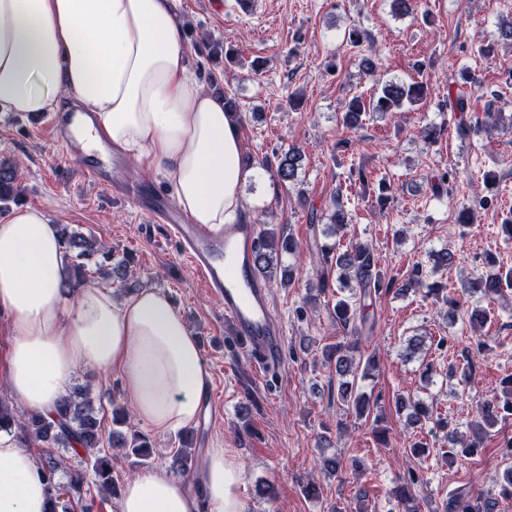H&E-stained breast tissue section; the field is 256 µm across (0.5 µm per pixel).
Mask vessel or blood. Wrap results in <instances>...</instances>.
<instances>
[{
	"instance_id": "1",
	"label": "vessel or blood",
	"mask_w": 512,
	"mask_h": 512,
	"mask_svg": "<svg viewBox=\"0 0 512 512\" xmlns=\"http://www.w3.org/2000/svg\"><path fill=\"white\" fill-rule=\"evenodd\" d=\"M90 122V113H57L52 127L57 141L71 145L76 120ZM106 136H99L86 156L82 170L85 182L104 189L115 197L131 200L155 224L167 225L195 274L230 320L237 341L259 369L280 364L286 336L276 316L267 285L256 274L251 254L258 242L254 224H228L214 229L196 224L174 209L164 196L151 188L127 183L122 167L112 153L106 152Z\"/></svg>"
}]
</instances>
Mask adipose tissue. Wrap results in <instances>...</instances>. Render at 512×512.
I'll return each mask as SVG.
<instances>
[{
  "instance_id": "adipose-tissue-1",
  "label": "adipose tissue",
  "mask_w": 512,
  "mask_h": 512,
  "mask_svg": "<svg viewBox=\"0 0 512 512\" xmlns=\"http://www.w3.org/2000/svg\"><path fill=\"white\" fill-rule=\"evenodd\" d=\"M178 0H0V116L90 112L113 148L169 181L194 223L220 228L243 210L239 124L184 65ZM66 258L41 208L0 220V359L9 395L53 413L79 366L119 372L138 420L164 434L196 423L212 383L197 337L171 298L149 288L119 304L92 285L64 294ZM227 449L205 452L195 482L162 469L125 480L116 512H248ZM36 456L0 430V512H48Z\"/></svg>"
}]
</instances>
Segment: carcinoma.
Masks as SVG:
<instances>
[{"mask_svg":"<svg viewBox=\"0 0 512 512\" xmlns=\"http://www.w3.org/2000/svg\"><path fill=\"white\" fill-rule=\"evenodd\" d=\"M426 96L427 86L422 83L389 80L382 85L379 94L369 101L360 95L353 96L343 116L344 124L356 127L366 112H392L406 103L419 102ZM274 159L278 180L283 183L295 181L302 167L301 153L288 150L275 155ZM18 169L17 162L0 161V209L8 208L24 192L19 182ZM60 238L68 260V287L84 285L92 272L104 280L127 283L128 260L106 265V261L112 259L111 251L104 249L93 237L70 232L66 227L60 229ZM296 248L292 236L283 235L278 238L274 232L265 230L258 237L253 267L263 276L271 273L281 264L282 255H291ZM321 257L327 270H336V282L340 287H345L350 281L356 283V290L351 296L336 300L333 312L343 329L360 332L368 322L366 300L384 289L393 288V280L386 278L379 267L375 249L368 243L356 242L346 248L336 243L326 245L321 250ZM505 287H512V269L482 275L471 281L466 292L482 299L502 295ZM357 353V341L346 336L324 349L326 360L334 365L336 371L338 396L354 406L359 418L372 420L371 430L376 440L382 442L386 439V430L380 427L379 416L373 415L377 401L359 387L360 383L374 377L377 360L373 356L364 360ZM397 408L405 415L407 425L412 427L432 419L429 406L419 398L407 400L401 397L397 401ZM505 414L512 415V378L505 382L499 395L480 405L477 419L471 424L470 442L461 441L453 431L448 432V460L454 462L474 455L483 439ZM15 421L6 399L0 397V425ZM17 422L25 439L50 445L40 465L54 491L51 512H91L93 508V503L87 500V495L91 493L90 485L82 472H76L65 486L56 481L62 461L56 459L53 450H83L86 463L91 465L97 492L107 495H115L119 490L118 475L112 468V449L125 450L126 456L135 458V462L142 465L152 454V441L136 430L127 435L114 429L108 443H103L101 418L86 390L74 391L61 398L54 413L49 416L29 412ZM173 460L184 471L190 467L193 452L188 443L181 442L180 448L173 453ZM494 507L492 498L467 491L455 494L445 507V512H493Z\"/></svg>","mask_w":512,"mask_h":512,"instance_id":"1","label":"carcinoma"}]
</instances>
